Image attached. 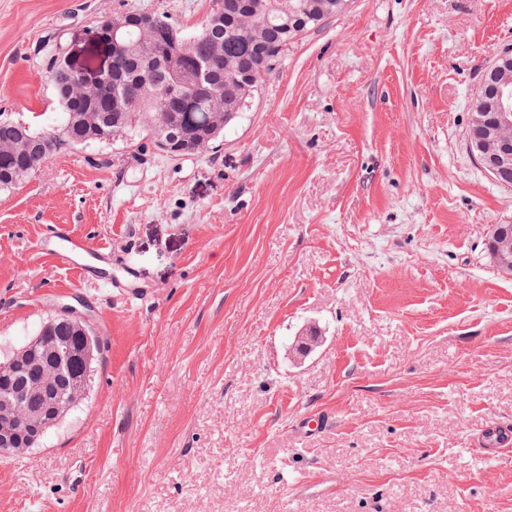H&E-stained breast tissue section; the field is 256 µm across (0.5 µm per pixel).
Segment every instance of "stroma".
<instances>
[{
  "instance_id": "1",
  "label": "stroma",
  "mask_w": 512,
  "mask_h": 512,
  "mask_svg": "<svg viewBox=\"0 0 512 512\" xmlns=\"http://www.w3.org/2000/svg\"><path fill=\"white\" fill-rule=\"evenodd\" d=\"M213 3L0 0V113L60 111L51 63L101 17L191 32ZM509 47L512 0H347L219 147L94 144L0 189V357L66 304L103 340L78 409L0 459V512H512V448L476 449L512 429V277L486 249L512 189L469 147ZM54 224L112 285L41 252Z\"/></svg>"
}]
</instances>
